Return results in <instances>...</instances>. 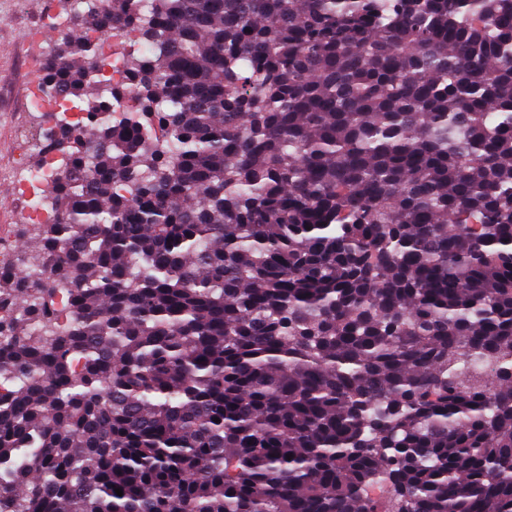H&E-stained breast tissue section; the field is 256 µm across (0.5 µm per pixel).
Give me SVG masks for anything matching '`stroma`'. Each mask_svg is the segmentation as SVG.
<instances>
[{
    "label": "stroma",
    "instance_id": "obj_1",
    "mask_svg": "<svg viewBox=\"0 0 512 512\" xmlns=\"http://www.w3.org/2000/svg\"><path fill=\"white\" fill-rule=\"evenodd\" d=\"M53 0H0V188L11 191L0 202V239L16 240L22 203L15 195L13 159L21 133H32L37 117L30 110L29 91L36 79L38 49L29 39Z\"/></svg>",
    "mask_w": 512,
    "mask_h": 512
}]
</instances>
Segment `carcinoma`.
Here are the masks:
<instances>
[{
    "instance_id": "obj_1",
    "label": "carcinoma",
    "mask_w": 512,
    "mask_h": 512,
    "mask_svg": "<svg viewBox=\"0 0 512 512\" xmlns=\"http://www.w3.org/2000/svg\"><path fill=\"white\" fill-rule=\"evenodd\" d=\"M39 83L0 512H512V0H75ZM124 34V31H115L111 38L101 39L103 42L101 71L103 83H118L125 77L126 57L122 46L129 42L123 37ZM63 173L60 160L54 158L45 165L26 169L20 181L21 195L26 202L27 214L24 218L27 224H39L50 214V202L47 197L48 189L54 178Z\"/></svg>"
}]
</instances>
